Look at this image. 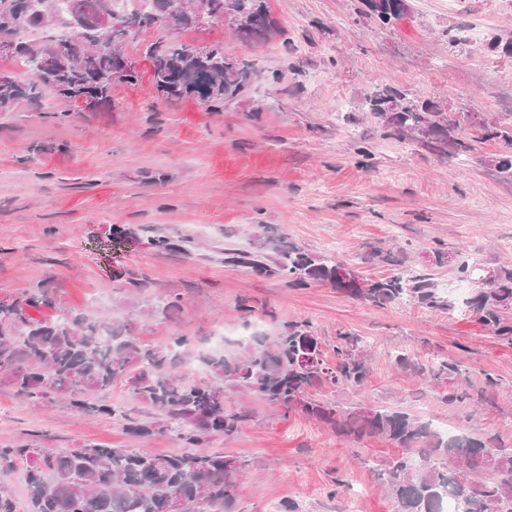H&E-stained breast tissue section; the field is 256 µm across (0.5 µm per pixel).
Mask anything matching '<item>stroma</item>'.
<instances>
[{
	"mask_svg": "<svg viewBox=\"0 0 512 512\" xmlns=\"http://www.w3.org/2000/svg\"><path fill=\"white\" fill-rule=\"evenodd\" d=\"M408 3L403 18L383 26L361 0H268L281 33L261 44L222 26L182 32L184 42L223 44L258 70L218 112L190 98L164 102L143 62L138 84L113 86L112 111L75 112L60 126L21 107L0 114V299L43 285L56 307L133 321L143 343L190 335L178 368L188 378L211 353L217 324L259 323L274 337L307 319L325 351L340 331L369 351L363 390L326 386L315 399L440 417L458 433L511 447L512 345L471 318L413 303L374 306L322 283L291 287L224 261L226 241L256 251L274 231L312 252L339 243L342 260L367 278L428 273L468 293L476 283L458 281V263L484 272L512 265V180L492 164L502 145L477 142L448 157L384 136L363 106L366 93L390 85L444 112L512 124V53L486 48L493 37L512 41V0ZM118 227L137 229V240L114 243ZM159 236L192 240V258L157 252L151 241ZM439 246L452 263L435 264ZM129 270L143 272L145 286L113 290ZM170 293L183 299L174 318L156 310ZM401 353L422 365L443 356L474 384L490 375L498 385L481 411L451 404L448 383L427 385L397 368ZM103 399L116 415L83 416L61 399L34 408L0 379V447L182 451L168 432L130 434L123 412L144 422L150 410L126 380ZM229 402L252 417L235 439L215 435L203 446L244 461L240 512H278L288 501L302 512H338L341 499L330 491L339 478L366 487L362 512H395L380 475L396 448L336 435L301 409H271L241 388Z\"/></svg>",
	"mask_w": 512,
	"mask_h": 512,
	"instance_id": "obj_1",
	"label": "stroma"
}]
</instances>
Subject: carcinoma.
Wrapping results in <instances>:
<instances>
[{
	"label": "carcinoma",
	"mask_w": 512,
	"mask_h": 512,
	"mask_svg": "<svg viewBox=\"0 0 512 512\" xmlns=\"http://www.w3.org/2000/svg\"><path fill=\"white\" fill-rule=\"evenodd\" d=\"M155 6L116 13L110 0H0V41L17 46L12 58L20 60L27 75L0 74V112L26 105L38 110L52 94L75 108L110 111L112 69L110 56L92 48L102 39L125 55L123 82L141 79L138 61L125 54L128 43L156 29L185 31L196 28L192 0H151ZM218 24H227L237 38L262 43L279 33L267 0H200ZM368 13L382 25L402 18L406 0H362ZM112 15L106 31L95 25L98 15ZM67 15L73 30L68 47L55 55L57 37L49 23ZM54 55L50 66L40 59ZM224 44L194 46L169 34L145 43L152 86L165 100L177 103L192 98L217 111L232 100L255 75L242 61L224 72ZM364 106L378 118L389 136L421 140L434 151L467 153L472 145L465 127L478 126L481 139L497 141L506 151L495 160L499 174L512 179V128L493 122L476 123L469 113L451 116L430 102L394 87L373 91ZM268 257L228 243L224 261L249 268L259 275H277L290 286L329 283L347 296L375 306L415 302L434 312L447 313L455 302L431 275L368 279L335 258L302 250L282 239L265 242ZM54 307L47 291L37 288L6 302L0 301V375L15 394L32 405L65 399L85 416L111 413L98 395L122 379L133 396L147 402L156 420H130L129 431L148 438L175 433L186 450L154 454L145 448H110L90 444L57 451L52 448H0V459L20 468L27 486L26 512H173L174 496L187 500L185 512H238L237 477L241 461L233 456L199 449L204 439L235 437L251 414L226 402L229 388H244L263 402L286 410L302 409L340 436L355 440L379 438L402 453L382 473L383 485L396 512H441L442 501L452 497L457 512H512V450L489 438L466 434L447 438L434 432L421 417L388 408L341 410L311 398L322 386L360 388L368 375L367 351L360 337L346 331L336 336L335 361L325 359L321 338L309 320L292 321L273 341L255 336L236 355L206 360L209 379L194 382L175 373L178 352L191 337L173 336L162 345H147L126 325H113L71 310L42 320L28 308ZM466 312H478V323L512 344V267L492 271L476 293L465 299ZM397 366L431 382L453 381L450 402L487 401L497 380L485 376L475 390L457 364L438 359L421 367L406 355ZM479 463L482 472L470 482L459 481L452 464L460 457Z\"/></svg>",
	"instance_id": "obj_1"
}]
</instances>
